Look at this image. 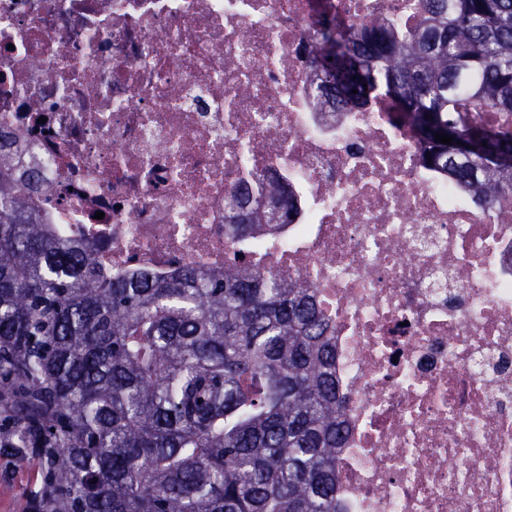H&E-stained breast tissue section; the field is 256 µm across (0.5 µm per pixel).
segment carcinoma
<instances>
[{
    "mask_svg": "<svg viewBox=\"0 0 512 512\" xmlns=\"http://www.w3.org/2000/svg\"><path fill=\"white\" fill-rule=\"evenodd\" d=\"M319 95L380 93L430 167L487 205L512 201V0H423L411 27L321 12ZM448 134L467 154L435 141ZM0 137V448L43 467L35 512H336L345 403L315 288L233 264L113 274L31 204L40 185ZM246 175L233 196L278 191ZM249 208L224 237L283 229Z\"/></svg>",
    "mask_w": 512,
    "mask_h": 512,
    "instance_id": "carcinoma-1",
    "label": "carcinoma"
}]
</instances>
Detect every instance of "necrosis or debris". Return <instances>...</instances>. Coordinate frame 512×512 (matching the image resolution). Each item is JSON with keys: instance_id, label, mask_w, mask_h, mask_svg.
<instances>
[{"instance_id": "4bbe7bcc", "label": "necrosis or debris", "mask_w": 512, "mask_h": 512, "mask_svg": "<svg viewBox=\"0 0 512 512\" xmlns=\"http://www.w3.org/2000/svg\"><path fill=\"white\" fill-rule=\"evenodd\" d=\"M419 2L332 0L396 28ZM315 6L0 0V131L44 222L106 269L244 259L316 288L347 400L338 512H512V206L459 193L382 100L312 110ZM247 170L299 213L230 246Z\"/></svg>"}]
</instances>
